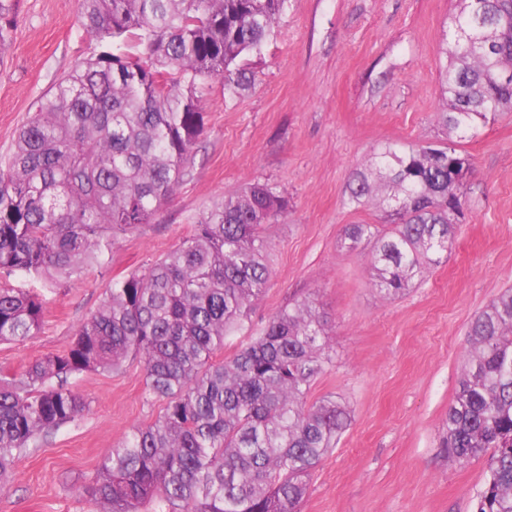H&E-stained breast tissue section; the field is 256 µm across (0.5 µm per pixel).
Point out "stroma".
Masks as SVG:
<instances>
[{"instance_id": "obj_1", "label": "stroma", "mask_w": 512, "mask_h": 512, "mask_svg": "<svg viewBox=\"0 0 512 512\" xmlns=\"http://www.w3.org/2000/svg\"><path fill=\"white\" fill-rule=\"evenodd\" d=\"M79 8V0H12L0 54V155L55 83L97 53ZM457 9L458 0H288L261 54L242 60L252 88L234 96L222 81L207 86L204 132L175 195L152 223L116 238L105 268L47 293L40 333L0 343V371L68 349L113 280L179 247L224 192L265 183L288 209L264 230L267 293L224 352L281 309L312 301L333 361L308 398L333 395L352 409L336 448L310 475L301 512H475L485 460L450 459L443 432L469 324L512 285V114L465 142L466 219L448 256L404 295L374 287L363 259L340 246L346 225L384 222L378 208L350 200L374 147L447 141L435 119L440 46ZM67 385L88 411L34 441L0 493V512H93L87 489L102 457L162 409L147 399L133 358Z\"/></svg>"}]
</instances>
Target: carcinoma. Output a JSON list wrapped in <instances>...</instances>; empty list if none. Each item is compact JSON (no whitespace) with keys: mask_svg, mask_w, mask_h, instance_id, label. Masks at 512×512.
Wrapping results in <instances>:
<instances>
[{"mask_svg":"<svg viewBox=\"0 0 512 512\" xmlns=\"http://www.w3.org/2000/svg\"><path fill=\"white\" fill-rule=\"evenodd\" d=\"M287 0H80L79 20L108 43L62 77L0 159V278L21 274L53 290L106 265L121 234L149 224L186 174L204 132L206 83L245 91L239 59L261 51ZM436 113L466 139L512 112V0H465ZM468 155L452 146L383 145L351 200H380L390 217L349 224L342 247L366 242L373 285L403 294L452 249ZM288 200L267 184L228 191L181 246L112 282L72 347L0 378V491L42 433L88 409L61 384L140 359L147 395L163 403L100 462L96 512H299L310 471L336 447L350 412L307 394L332 362L320 318L304 301L273 316L232 357L216 359L265 296L264 225ZM36 287L0 285V342L43 323ZM466 367L446 419L448 455L487 456L476 512H512V287L472 319Z\"/></svg>","mask_w":512,"mask_h":512,"instance_id":"1","label":"carcinoma"}]
</instances>
